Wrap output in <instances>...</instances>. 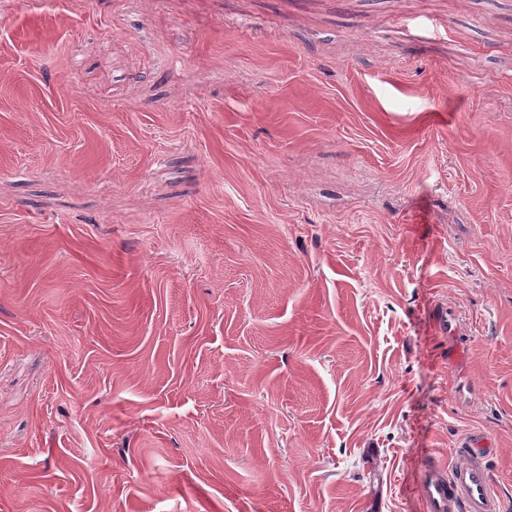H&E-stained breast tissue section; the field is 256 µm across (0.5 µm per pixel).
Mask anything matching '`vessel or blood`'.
Instances as JSON below:
<instances>
[{"label": "vessel or blood", "instance_id": "1", "mask_svg": "<svg viewBox=\"0 0 512 512\" xmlns=\"http://www.w3.org/2000/svg\"><path fill=\"white\" fill-rule=\"evenodd\" d=\"M424 512H502L478 448L463 449L453 466L428 465L417 485Z\"/></svg>", "mask_w": 512, "mask_h": 512}]
</instances>
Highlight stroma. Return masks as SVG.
<instances>
[{
  "label": "stroma",
  "instance_id": "1",
  "mask_svg": "<svg viewBox=\"0 0 512 512\" xmlns=\"http://www.w3.org/2000/svg\"><path fill=\"white\" fill-rule=\"evenodd\" d=\"M469 441L512 512V0H0V512H421Z\"/></svg>",
  "mask_w": 512,
  "mask_h": 512
}]
</instances>
